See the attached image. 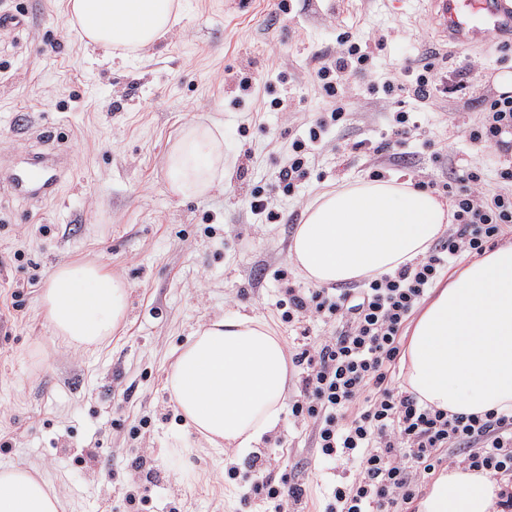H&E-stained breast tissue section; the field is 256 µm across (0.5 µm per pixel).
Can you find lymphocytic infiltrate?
Instances as JSON below:
<instances>
[{
	"instance_id": "1",
	"label": "lymphocytic infiltrate",
	"mask_w": 512,
	"mask_h": 512,
	"mask_svg": "<svg viewBox=\"0 0 512 512\" xmlns=\"http://www.w3.org/2000/svg\"><path fill=\"white\" fill-rule=\"evenodd\" d=\"M337 40L341 51L334 65L320 67L317 78L327 96L340 100L344 73L365 69L370 55L350 32ZM408 75L407 82L386 85L385 94L429 98L435 88L433 56L423 55ZM346 119L344 108H336L330 122H316L307 136L294 140L280 171L285 190L294 191L305 177L306 157L329 123ZM509 129L512 95H501L486 99L481 124L466 135L472 143H487ZM480 182L479 173L465 169L442 183L453 208L448 228L424 258L393 273L349 288L305 290L286 285L283 270L273 273L285 284L277 304L283 323L304 335L315 322L333 328L330 335L298 345L291 356L299 369L293 417L312 425L321 463L343 461L353 469L350 480L332 487L323 512H399L429 475L457 462L496 480V512H512V413L451 415L421 405L392 380L403 332L432 285L463 255H482L512 234V192L487 197ZM228 476L240 480L244 498L261 497L272 512H283L288 501L306 494L302 484L274 480L259 458L249 462L245 474L232 470Z\"/></svg>"
}]
</instances>
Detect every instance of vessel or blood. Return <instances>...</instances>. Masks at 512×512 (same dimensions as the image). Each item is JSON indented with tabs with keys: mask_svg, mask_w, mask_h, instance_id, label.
<instances>
[{
	"mask_svg": "<svg viewBox=\"0 0 512 512\" xmlns=\"http://www.w3.org/2000/svg\"><path fill=\"white\" fill-rule=\"evenodd\" d=\"M432 20L442 40L470 45L489 36L512 34V0H429ZM60 182L54 161L35 159L28 167H0V183L18 198L50 196Z\"/></svg>",
	"mask_w": 512,
	"mask_h": 512,
	"instance_id": "obj_1",
	"label": "vessel or blood"
}]
</instances>
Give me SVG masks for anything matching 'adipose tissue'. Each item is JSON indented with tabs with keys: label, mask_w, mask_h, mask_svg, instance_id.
<instances>
[{
	"label": "adipose tissue",
	"mask_w": 512,
	"mask_h": 512,
	"mask_svg": "<svg viewBox=\"0 0 512 512\" xmlns=\"http://www.w3.org/2000/svg\"><path fill=\"white\" fill-rule=\"evenodd\" d=\"M183 0H67V23L86 46L135 56L169 37ZM166 185L180 198L224 182V130L193 118L164 156ZM451 220L411 180H359L320 192L289 247L298 275L317 286L374 279L423 257ZM129 282L93 260L55 268L38 306L53 336L78 351L105 345L127 318ZM404 382L451 414L512 409V244L487 251L436 288L402 353ZM289 379L288 342L259 315L199 325L172 356L166 388L189 429L216 451L240 452L274 432ZM498 485L457 468L439 475L418 512H491ZM0 512H64L37 470L0 466Z\"/></svg>",
	"instance_id": "obj_1"
}]
</instances>
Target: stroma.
Wrapping results in <instances>:
<instances>
[{"instance_id": "stroma-1", "label": "stroma", "mask_w": 512, "mask_h": 512, "mask_svg": "<svg viewBox=\"0 0 512 512\" xmlns=\"http://www.w3.org/2000/svg\"><path fill=\"white\" fill-rule=\"evenodd\" d=\"M185 2L181 23L140 62L86 47L66 24L67 0H0V18L25 15L22 29L0 27V165L49 152L63 169L52 198L23 201L0 185V438L10 443L0 464L38 469L65 512H267L227 476L247 457L216 454L183 427L165 389L171 351L196 324L237 312L269 317L295 340L270 271L306 288L287 255L319 191L376 170L426 185L478 168L491 195L503 187L491 158L512 160V142L474 144L462 133L496 94L495 75L512 72V50L495 39L443 42L418 0ZM345 30L366 42L371 65L348 76V122L329 127L287 192L279 171L292 141L336 106L315 71L335 60ZM428 51L442 88L424 101L386 96L384 85ZM465 69L467 88L451 91ZM276 97L286 107H271ZM400 109L421 125L401 143L389 122ZM195 116L223 124L226 177L182 200L167 190L163 158ZM46 127L59 134L54 145L41 140ZM381 144L385 154H373ZM257 187L277 223L251 212ZM87 258L131 284L125 326L94 353L63 347L37 305L58 263ZM254 453L273 478L304 484L293 512H321L324 490L348 475L318 466L311 424L287 410ZM132 492L145 499L139 508Z\"/></svg>"}]
</instances>
